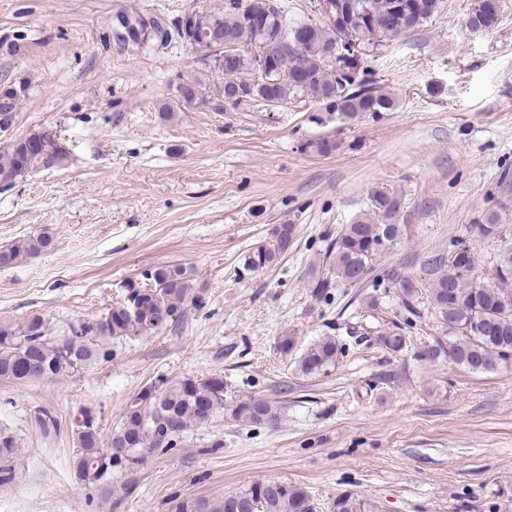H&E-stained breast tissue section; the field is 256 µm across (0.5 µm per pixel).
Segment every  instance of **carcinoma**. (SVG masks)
<instances>
[{"label":"carcinoma","instance_id":"carcinoma-1","mask_svg":"<svg viewBox=\"0 0 512 512\" xmlns=\"http://www.w3.org/2000/svg\"><path fill=\"white\" fill-rule=\"evenodd\" d=\"M357 22L346 31L328 22L291 20L281 0H224L219 10H197L193 38L207 46L211 36L224 45L237 47L234 62L223 70L207 67L190 71L179 78L185 92L176 105L165 104L161 118L171 122L178 110L207 105L218 112L240 107L243 96L253 102L286 106L304 98L317 105L311 122L324 125L337 120L351 124L377 120L396 109L395 95L374 79L360 76L363 55L385 41L397 40L424 26L441 9L443 0H344ZM501 0H473L465 28L489 30L498 19ZM121 27L131 41L147 45L143 39L144 21L124 18ZM343 45L346 55L333 59L326 50ZM16 88L11 111H0V134L13 127L16 114L26 96L27 83L14 82ZM68 158L64 147L49 155L37 149L10 144L0 148V190L7 191L41 167L61 165ZM370 212L345 224L329 244L323 261L328 275L312 271L309 287L318 298L337 286L363 283L376 261L406 234L400 223L401 201L385 187L371 191ZM512 206L502 201L483 209L474 217L480 239L496 240L503 250L486 270L462 263L459 250L452 245L448 254L432 258L436 276L428 288L421 289L409 277L397 278L402 306L412 326L417 316L416 301L426 295L427 302L446 335L417 352L421 361L446 360L471 372L493 373L512 364V248L501 236ZM296 233L294 224L272 228L273 244H258L245 252L241 268L255 273L277 264L288 251ZM53 247L47 233L30 235L0 247V269L11 268ZM125 298L112 303L92 320L82 321L67 336L50 333L47 320L32 315L19 325H0V380L28 382L62 381L96 365L112 354L110 343L153 334L181 316L189 304L198 301L195 270L184 264L148 267L123 285ZM385 348L399 352L406 346L403 326L381 335ZM343 347L332 336H323L301 353L298 368L304 375L326 374L336 365ZM281 401L265 396L224 399V379L185 376L161 380L133 397L120 423L103 436L97 419L85 422L90 410L81 408L69 420L78 448L76 477L87 487L100 488L123 481L129 489L144 468L148 456L164 454L185 441L194 427H201L226 411L241 426H274L281 419ZM18 442L8 430L0 428V459L13 455ZM171 512H315L309 492L300 485L261 480L246 490L224 495L221 500L175 498ZM365 497L344 491L336 495L330 512H370Z\"/></svg>","mask_w":512,"mask_h":512}]
</instances>
